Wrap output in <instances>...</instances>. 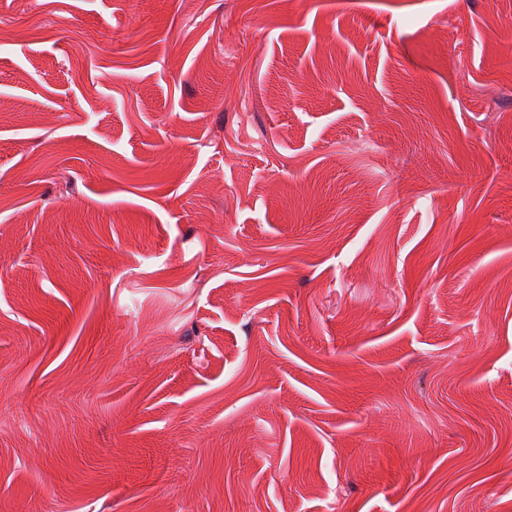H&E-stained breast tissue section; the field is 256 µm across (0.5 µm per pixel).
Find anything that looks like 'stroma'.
Wrapping results in <instances>:
<instances>
[{"instance_id": "1", "label": "stroma", "mask_w": 512, "mask_h": 512, "mask_svg": "<svg viewBox=\"0 0 512 512\" xmlns=\"http://www.w3.org/2000/svg\"><path fill=\"white\" fill-rule=\"evenodd\" d=\"M0 512H512V0H0Z\"/></svg>"}]
</instances>
